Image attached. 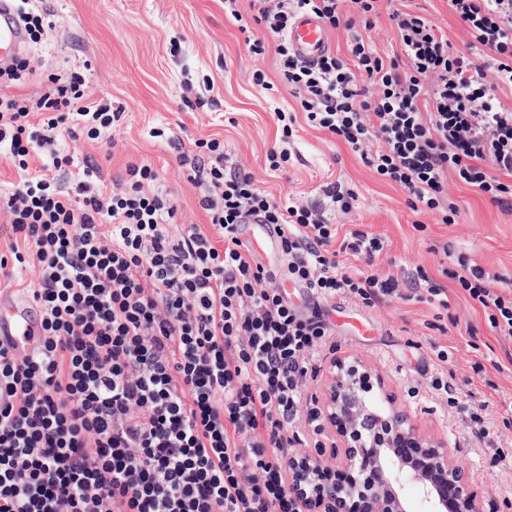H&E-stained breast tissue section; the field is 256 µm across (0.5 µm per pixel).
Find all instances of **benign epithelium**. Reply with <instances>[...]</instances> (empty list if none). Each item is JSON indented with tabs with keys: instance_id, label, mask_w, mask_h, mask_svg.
I'll list each match as a JSON object with an SVG mask.
<instances>
[{
	"instance_id": "obj_1",
	"label": "benign epithelium",
	"mask_w": 512,
	"mask_h": 512,
	"mask_svg": "<svg viewBox=\"0 0 512 512\" xmlns=\"http://www.w3.org/2000/svg\"><path fill=\"white\" fill-rule=\"evenodd\" d=\"M318 403L337 438L336 478L321 480L320 450L288 455V493L301 512H408L412 490L429 512H480L448 449L420 432L361 359L331 361Z\"/></svg>"
}]
</instances>
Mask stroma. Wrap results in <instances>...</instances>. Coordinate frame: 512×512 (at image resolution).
<instances>
[{"mask_svg":"<svg viewBox=\"0 0 512 512\" xmlns=\"http://www.w3.org/2000/svg\"><path fill=\"white\" fill-rule=\"evenodd\" d=\"M36 7L51 28L30 44L25 80L4 92L34 100L46 91L48 75H83L90 98L107 99L121 118L103 141L61 134L55 146L75 162L98 164L101 188L112 190L128 165H150L154 189L177 206L179 223L206 224L202 190L187 177L195 141L217 138L224 143L225 173H251L276 200L324 208L340 233L376 235L384 243L376 259L380 274L400 278L421 268L447 288L444 311L398 298L374 307L342 296L321 301L330 334L312 361L296 424L308 441L320 442L325 466L335 467L332 434L316 429L311 417L331 361L360 357L378 370L414 423L445 442L482 512H512V470L496 464L487 441L466 423L469 411L482 408L487 421L501 425L502 446L512 445V425L503 424L512 412V337L498 335L483 308L443 275L464 261L512 280V210L453 177L446 199L459 209L454 223H442L439 212L412 209L406 191L381 180L329 132L308 125L291 89L266 91L255 83L258 71L277 79L274 52L250 49L252 40L272 37L254 23L240 31L224 0H37ZM396 10L425 17L453 51L483 63L448 0H382L371 24L357 17L352 29L332 31L333 52L349 58L351 35L358 32L383 59L402 57L390 19ZM280 111L297 120L286 145L291 158L273 171L267 153L279 143ZM333 183L354 193L349 211L334 209L325 197ZM354 312L370 321L368 334L349 325ZM441 350L447 361L438 360ZM438 376L455 389L458 406L449 407L432 389Z\"/></svg>","mask_w":512,"mask_h":512,"instance_id":"stroma-1","label":"stroma"}]
</instances>
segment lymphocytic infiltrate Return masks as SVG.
Wrapping results in <instances>:
<instances>
[{"mask_svg": "<svg viewBox=\"0 0 512 512\" xmlns=\"http://www.w3.org/2000/svg\"><path fill=\"white\" fill-rule=\"evenodd\" d=\"M341 0H252L253 19L274 37L280 83L307 121L338 137L411 206L446 208L449 175L512 206V109L495 84L512 86V0H450L478 65L454 54L425 18L391 16L406 65L383 62L362 35L350 59L312 63L291 51L296 12L330 28L351 27ZM34 102L0 96V151L28 176L0 196L23 247L0 255V277L38 271L27 286L40 314L36 346L0 348V512H297L288 455L306 439L295 425L309 366L328 334L320 310L301 311L239 237L257 219L278 225L288 276L316 299L339 295L372 307L412 288L417 301L448 308L446 288L423 270L404 279L374 271L380 238L338 237L321 209L282 203L251 174L224 175V146L200 140L210 167L194 168L210 227L173 231L177 208L151 191L148 165H131L111 195L94 191L97 165L74 187L73 163L56 152L58 131L97 140L119 121L110 105L86 102L80 74L49 75ZM379 88L377 99L366 84ZM384 147L369 152L371 139ZM43 164L30 170L33 155ZM493 163L497 176H488ZM364 260L352 271L340 254ZM512 336V300L480 267L449 271Z\"/></svg>", "mask_w": 512, "mask_h": 512, "instance_id": "obj_1", "label": "lymphocytic infiltrate"}]
</instances>
